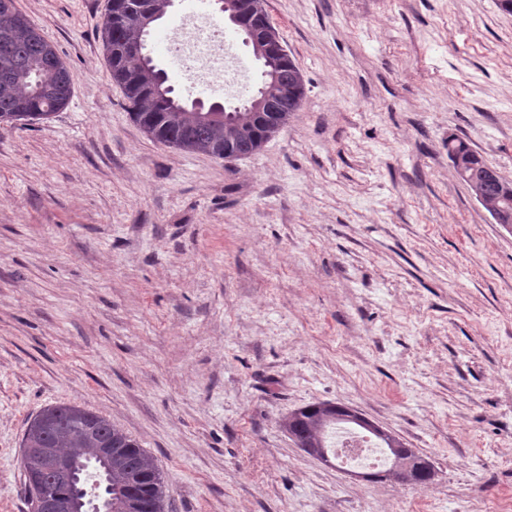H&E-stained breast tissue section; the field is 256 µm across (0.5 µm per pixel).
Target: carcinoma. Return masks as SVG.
Here are the masks:
<instances>
[{"label":"carcinoma","mask_w":512,"mask_h":512,"mask_svg":"<svg viewBox=\"0 0 512 512\" xmlns=\"http://www.w3.org/2000/svg\"><path fill=\"white\" fill-rule=\"evenodd\" d=\"M156 13L168 11V0H119L101 38L111 76L122 88L136 123L155 141L215 159L247 156L268 141L301 110L305 97L302 75L292 59L275 58L274 83L267 86L265 105L258 115L226 123L207 120L192 108L181 107L158 92L159 76L137 55L144 42L136 20L139 6ZM74 75L55 47L30 19L21 16L15 0H0V124L44 120L69 103ZM336 425V410L323 403L301 407L286 429L304 448H320ZM112 445V464L106 484L112 486V512H164V485L153 459L138 442L103 416L73 405L43 409L26 427L25 448H51L78 463L97 461L98 449ZM31 512H38L41 492L68 495L72 474H49L44 488L27 484Z\"/></svg>","instance_id":"carcinoma-1"}]
</instances>
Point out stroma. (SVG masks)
<instances>
[{"instance_id":"1","label":"stroma","mask_w":512,"mask_h":512,"mask_svg":"<svg viewBox=\"0 0 512 512\" xmlns=\"http://www.w3.org/2000/svg\"><path fill=\"white\" fill-rule=\"evenodd\" d=\"M106 0H16L74 74L0 125V512L59 404L162 472L166 512H512V232L456 175L512 181V13L499 0H265L305 84L256 153L153 140L112 81ZM332 402L434 465L350 478L281 427ZM462 142H466L470 146V142L464 138L453 135ZM473 147V146H472ZM474 148V147H473ZM474 153L471 156V170L473 176L480 178L486 166H488L483 155L474 148ZM451 155L456 161V174L458 178L469 188L472 195L482 205V207L489 213L495 224H504L503 227L512 231V219L506 218L508 210L504 209L501 205L502 196L497 191L500 182V173L492 168L487 167L482 179L477 180L472 177L468 165L462 162L459 155L453 150Z\"/></svg>"}]
</instances>
